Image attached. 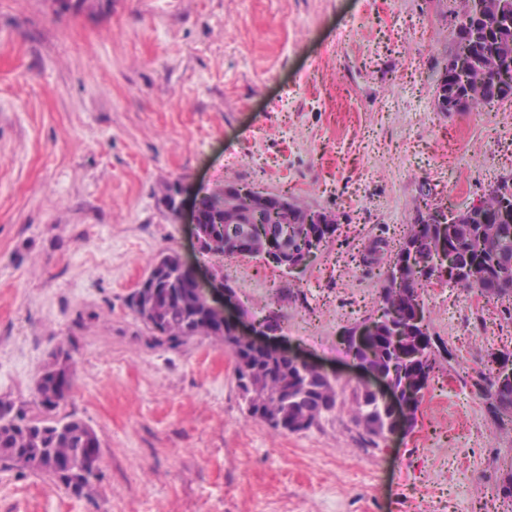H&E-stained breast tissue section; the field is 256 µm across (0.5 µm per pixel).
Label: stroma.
<instances>
[{"mask_svg":"<svg viewBox=\"0 0 512 512\" xmlns=\"http://www.w3.org/2000/svg\"><path fill=\"white\" fill-rule=\"evenodd\" d=\"M463 0H0V400L38 415L57 349L62 407L101 444L91 497L0 471V512H512V427L473 381L512 353V298L424 287L451 356L413 429L372 444L338 402L289 434L250 418L234 359L207 339L157 344L127 305L164 251L196 261L172 182L286 193L338 219L295 288L224 259L247 315L283 346L361 372L340 332L377 307L382 264L422 190L454 210L512 175V100L453 115L434 92Z\"/></svg>","mask_w":512,"mask_h":512,"instance_id":"1","label":"stroma"}]
</instances>
